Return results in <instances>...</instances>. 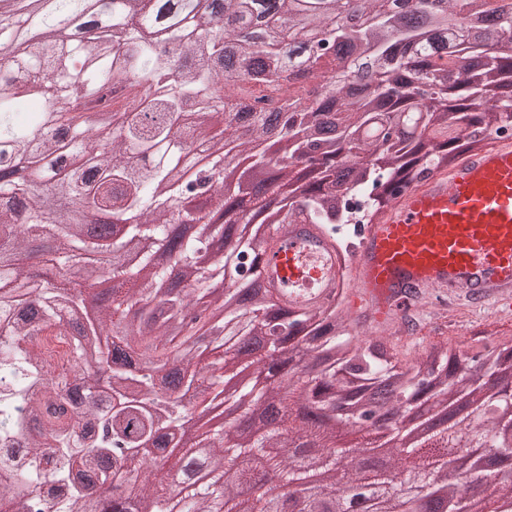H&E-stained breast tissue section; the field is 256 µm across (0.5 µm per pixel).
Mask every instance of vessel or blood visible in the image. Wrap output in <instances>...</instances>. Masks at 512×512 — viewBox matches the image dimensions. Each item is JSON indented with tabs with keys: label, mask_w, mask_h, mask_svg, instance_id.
<instances>
[{
	"label": "vessel or blood",
	"mask_w": 512,
	"mask_h": 512,
	"mask_svg": "<svg viewBox=\"0 0 512 512\" xmlns=\"http://www.w3.org/2000/svg\"><path fill=\"white\" fill-rule=\"evenodd\" d=\"M349 304L389 322L413 289L449 291L479 307L512 299V140L425 177L367 225L348 268L312 224L267 233L259 281L285 308L324 305L343 277Z\"/></svg>",
	"instance_id": "vessel-or-blood-1"
}]
</instances>
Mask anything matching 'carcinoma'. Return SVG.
<instances>
[{
  "instance_id": "1",
  "label": "carcinoma",
  "mask_w": 512,
  "mask_h": 512,
  "mask_svg": "<svg viewBox=\"0 0 512 512\" xmlns=\"http://www.w3.org/2000/svg\"><path fill=\"white\" fill-rule=\"evenodd\" d=\"M305 77L311 95L296 93ZM276 82L281 104L250 112L243 85ZM116 84L122 112H94ZM35 100L16 119L19 99ZM512 127V7L503 0H0V502L11 512H86L87 489L110 495L93 512H234L248 487L260 491L247 459L277 475L288 495L261 512H357L367 481L359 448L336 447V426L365 429L379 392L404 411L448 397L475 404L466 426L496 463L512 459L498 440L512 416L497 391L469 371L489 364L512 376V346L483 342L455 352L439 341L426 356L393 366L388 340L352 336L334 302L296 314L258 284L266 229L295 220L319 225L343 260L353 251L340 227L346 201L364 199L374 224L397 193ZM38 170L16 180L13 164ZM253 170L250 184L224 179L226 165ZM208 200L189 211L185 201ZM127 228L113 242L86 214ZM55 258L30 259L32 236ZM148 250L130 265L128 246ZM106 256L100 279L116 281L93 322L61 325L82 303L77 280L87 256ZM67 337L71 363L55 375L34 338ZM265 380L239 397L247 413L280 405L275 425L250 447L231 418L208 441L184 448L198 406L224 395L233 360ZM112 405L100 410L96 386ZM398 449L412 481L448 480V498L466 484L435 459L460 449L459 432ZM305 440L334 480L305 488ZM491 493L512 496V475L486 473ZM423 497L393 494L388 512H421Z\"/></svg>"
}]
</instances>
